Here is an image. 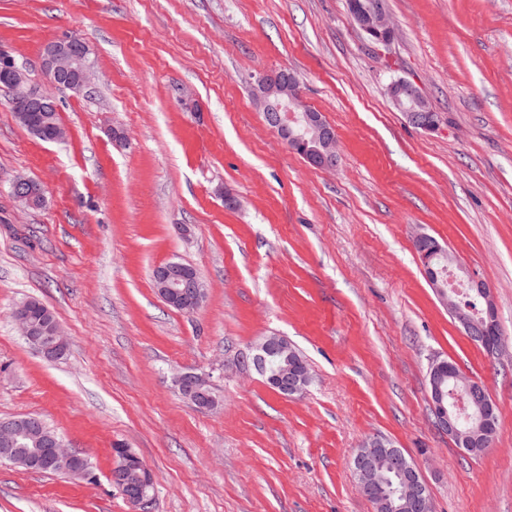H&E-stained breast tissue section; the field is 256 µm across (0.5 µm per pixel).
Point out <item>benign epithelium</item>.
<instances>
[{
	"label": "benign epithelium",
	"mask_w": 512,
	"mask_h": 512,
	"mask_svg": "<svg viewBox=\"0 0 512 512\" xmlns=\"http://www.w3.org/2000/svg\"><path fill=\"white\" fill-rule=\"evenodd\" d=\"M347 9L356 28L362 33L383 37L386 43L396 38L395 27L384 6V0H347ZM88 43L78 37L52 38L42 49L39 85L31 86L26 67L10 54L0 53V83L13 89L15 111L25 125H30L29 113L45 112L56 107L55 100L45 92L47 88L68 90L79 96L85 94L95 79L94 67L89 59ZM388 96L405 120L427 133L440 127V116L428 108L421 88L405 78L394 79L387 87ZM254 95L265 112L266 122L277 130L280 137L292 148L303 146L304 157L312 165L325 169L336 167V134L319 112L309 108L300 93L294 73L285 70L269 72L256 78ZM10 193L22 207L30 209L45 199L44 186L27 176L9 177ZM448 250L439 245L436 253L423 257L427 278L432 288L448 308V312L462 325L467 334L491 333L487 348L490 354L499 353L504 338L498 331L499 321L491 289L480 281L469 279L484 300V317L475 322L468 310L461 305L459 292L450 287L442 276L446 267L434 261L447 259ZM154 285L159 295L174 300L181 311L192 314L204 305L206 289L201 279L186 274L178 262H168L154 270ZM20 335L28 345L47 360H58L68 351L69 340L59 321H36L31 306L22 304L13 313ZM254 368L265 377L267 384L286 397L306 392L311 382L306 369L295 362L292 345L282 336H268L257 346L252 358ZM450 376L471 398L478 413V422L468 430H459L455 412L466 409L461 394H446L459 398L449 409L444 405L441 383ZM176 391L190 404L201 410L211 411L220 405L212 390L209 376L197 372H181L173 379ZM429 403L440 427L453 438L463 451L477 455L486 447V438L493 431L497 404L478 382L453 369L450 362L434 363L429 371ZM39 427V419L21 418L0 422V457L7 459L20 443L31 439V432ZM74 450L54 435H43L29 449L26 462L34 465H59L71 462ZM352 466L358 477L361 493L383 512H433L431 496L419 470L381 437L369 439L352 457ZM397 475V486L390 487L386 473ZM109 479L113 486L124 492L131 512H149L154 495V478L148 466L131 450L122 452L121 462L113 465Z\"/></svg>",
	"instance_id": "1"
}]
</instances>
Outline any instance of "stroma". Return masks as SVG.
Returning <instances> with one entry per match:
<instances>
[{"instance_id":"35a3bbf8","label":"stroma","mask_w":512,"mask_h":512,"mask_svg":"<svg viewBox=\"0 0 512 512\" xmlns=\"http://www.w3.org/2000/svg\"><path fill=\"white\" fill-rule=\"evenodd\" d=\"M387 10L385 48L346 0H0V51L35 72L47 39L78 36L96 71L91 94L57 92V143L30 135L0 87V420L40 416L96 473L0 462V512H131L109 481L117 445L155 476L150 512H376L350 465L372 437L418 467L435 512H512V0ZM281 69L335 130V169L268 126L254 81ZM397 77L421 87L437 131L392 105ZM15 173L45 186L42 207L18 206ZM420 233L492 289L498 357L429 285ZM170 260L204 282L198 312L157 294ZM27 298L55 312L67 359L20 336ZM274 335L309 364L303 395L249 361ZM437 359L498 404L480 455L434 422ZM188 370L209 375L217 410L175 391Z\"/></svg>"}]
</instances>
